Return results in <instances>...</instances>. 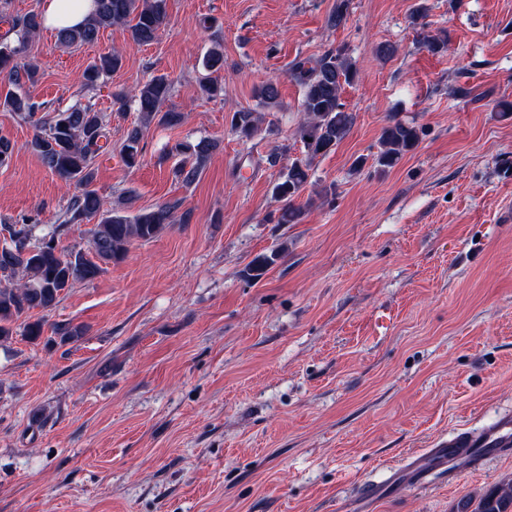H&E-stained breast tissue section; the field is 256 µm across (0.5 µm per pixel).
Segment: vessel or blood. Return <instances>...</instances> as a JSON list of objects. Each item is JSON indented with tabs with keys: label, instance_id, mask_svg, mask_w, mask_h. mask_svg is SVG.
I'll use <instances>...</instances> for the list:
<instances>
[{
	"label": "vessel or blood",
	"instance_id": "b4317fda",
	"mask_svg": "<svg viewBox=\"0 0 512 512\" xmlns=\"http://www.w3.org/2000/svg\"><path fill=\"white\" fill-rule=\"evenodd\" d=\"M512 453V414L499 417L494 423L474 431L457 429L432 448L411 455L403 474L415 487L426 485L429 476L451 470L454 462L465 460L477 467L489 457Z\"/></svg>",
	"mask_w": 512,
	"mask_h": 512
}]
</instances>
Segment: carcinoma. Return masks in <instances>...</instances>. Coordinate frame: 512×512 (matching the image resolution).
Wrapping results in <instances>:
<instances>
[{
	"label": "carcinoma",
	"mask_w": 512,
	"mask_h": 512,
	"mask_svg": "<svg viewBox=\"0 0 512 512\" xmlns=\"http://www.w3.org/2000/svg\"><path fill=\"white\" fill-rule=\"evenodd\" d=\"M351 0H336L328 21L338 27L347 21ZM112 25L128 28L131 40L148 45L158 39L166 25L165 0H95V10L80 27L57 32L59 42L66 46L92 44L101 29ZM43 27L42 16L30 12L12 21L8 33L14 39L0 37V78L8 88L0 91V108L26 120L34 128L29 146L43 164L76 193L59 217L54 230L39 237L35 225L23 223L5 227L9 239L0 245V339H9L18 329L31 343L42 339L43 323L28 321L22 316L39 310H52L60 295L76 280L91 281L102 272V265L122 261L134 241H151L165 228L177 223L175 206L158 205L130 216L124 208L104 207V200L93 188L94 161L108 139L105 115L91 106L59 110L48 119L39 116L42 104L24 87L37 82V69L25 60L27 41ZM119 55L105 54L90 63L81 75L82 84L94 87L97 82L121 67ZM207 74L201 79V93L214 98L223 92L218 75L224 70V52L219 47L208 51L203 59ZM358 68L343 47L332 48L318 57L296 58L290 75L302 89L301 112L304 118L297 134L306 152V161H296L273 185V194L281 207L270 221L275 224H299L305 206L299 202L311 184L314 159L332 151L350 133L355 117L342 102L344 87L352 84ZM172 92L168 76L153 75L137 85L131 96L123 93L116 100L134 102L141 114L142 127L127 133L122 152L127 167L138 166L143 159L142 128L157 122L166 127L181 124L183 115L166 108ZM262 116L251 110L234 112L230 131L240 140L252 138L259 130ZM420 141V129L401 119L392 118L381 128L379 151L375 166L386 171L395 167L405 154ZM214 143L203 140L191 147L177 144L175 150L192 152L195 160L184 161L175 175L185 183L199 175L203 162ZM96 224L90 229L94 257L80 251L65 253L59 249L58 234L70 224ZM282 251L257 256L250 271L259 277L280 257ZM85 333L82 325L70 323L55 327L63 342L76 341ZM457 512H512V481L503 483L483 495L478 503L470 498L460 500Z\"/></svg>",
	"instance_id": "carcinoma-1"
}]
</instances>
